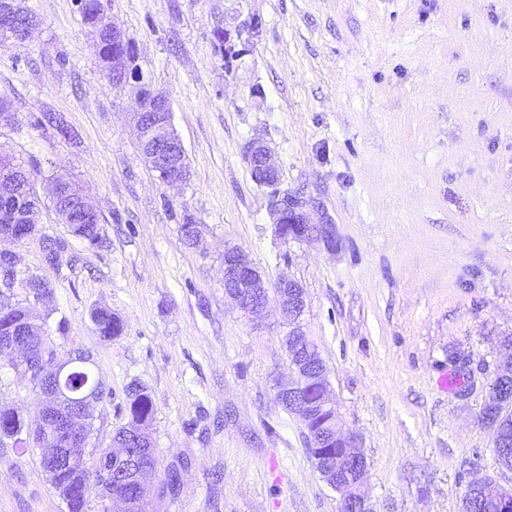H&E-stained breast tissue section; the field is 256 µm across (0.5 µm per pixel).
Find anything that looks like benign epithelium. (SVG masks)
I'll return each instance as SVG.
<instances>
[{"label": "benign epithelium", "instance_id": "benign-epithelium-1", "mask_svg": "<svg viewBox=\"0 0 512 512\" xmlns=\"http://www.w3.org/2000/svg\"><path fill=\"white\" fill-rule=\"evenodd\" d=\"M261 21L250 17L238 22L224 24V63L226 66L245 56L259 36ZM133 82L137 87L138 109L134 115L136 135L140 138V153L155 171H177L170 184L185 182L190 177L187 155L180 137L165 139L167 146L150 143L149 131L159 126L172 125L171 103L165 93L156 89L145 79L138 58L124 55L112 60V83ZM245 160L256 183L266 189L269 208L274 217L275 232L284 240L304 241L318 239L326 246H336V227L333 224H311L307 216V201L290 193L281 186V176L271 162L270 147L261 139L251 140L245 149ZM72 196L69 189L54 185L53 204L65 219L69 218ZM275 293L283 315L288 320V335L284 337L288 348L289 367L294 372L292 383L277 391L276 399L288 406V412L306 425L318 409L335 412V405L328 398L326 366L320 352L312 347H303L299 339L305 338L302 316L305 312L306 289L297 280L282 279ZM224 294L233 299L245 312L256 315L268 301L269 288L251 259L241 249L228 247L224 250ZM9 352L20 362L32 387L39 393L43 403L63 401L65 414L48 419L43 455L49 467L56 471H72L78 476L84 469L85 448H58L56 443L63 435L79 433L85 427L82 413L88 401V391H72L62 384V378L71 366L69 357H59L41 348L24 346L14 342L5 343ZM317 385L319 398L308 404L302 400L305 384ZM485 402L495 401L498 419L512 418V399L492 398L491 387H486ZM329 438L343 455L336 462L318 469L322 481L339 494V502L351 501L356 512H372L370 500L361 492L360 486L367 470V457L359 440L343 431L338 416H333ZM97 458L102 460L98 475L105 483L117 477L126 484L124 494L109 498L111 512H138L145 502L146 486L155 480L145 466H137L129 458L127 449L101 450Z\"/></svg>", "mask_w": 512, "mask_h": 512}]
</instances>
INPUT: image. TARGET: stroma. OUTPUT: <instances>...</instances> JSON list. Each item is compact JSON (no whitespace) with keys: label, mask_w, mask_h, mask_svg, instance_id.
<instances>
[{"label":"stroma","mask_w":512,"mask_h":512,"mask_svg":"<svg viewBox=\"0 0 512 512\" xmlns=\"http://www.w3.org/2000/svg\"><path fill=\"white\" fill-rule=\"evenodd\" d=\"M138 63L170 99L191 175L169 186L141 155L136 92L101 71L74 0H26L41 20L0 40V97L15 120L0 149L37 168L36 233L14 244V292L47 314L58 354L90 355L111 396L86 452L128 421L131 382L154 404L159 469L147 512H339L304 451L306 431L276 400L291 379L288 323L276 298L261 315L224 295V250L245 251L269 285L302 283L306 336L327 368L345 431L367 455L374 512H461L460 465L512 488L480 412L512 361V0H103ZM261 19L250 52L225 71L212 30ZM62 115L76 133L42 123ZM263 138L282 185L312 203L337 245L283 241L244 159ZM66 170L96 206L107 241L73 238L53 207ZM199 228L196 245L180 233ZM63 242L57 265L46 239ZM51 294L30 297L27 278ZM124 322L112 341L92 309ZM64 333H56L57 323ZM470 361L469 396L443 388L448 355ZM27 377L0 366V406L35 413ZM0 512H67L37 448L0 445Z\"/></svg>","instance_id":"obj_1"}]
</instances>
